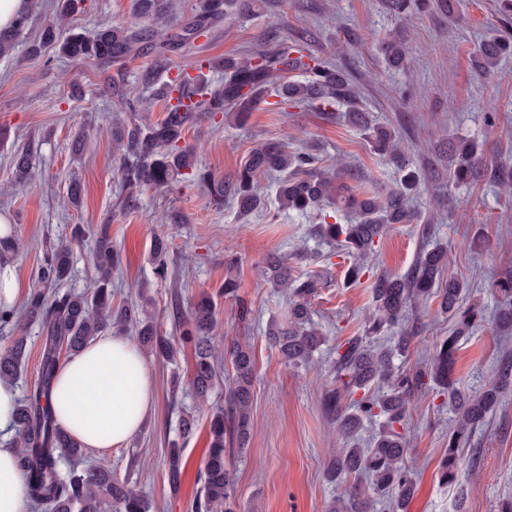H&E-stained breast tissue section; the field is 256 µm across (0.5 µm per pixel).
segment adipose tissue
Wrapping results in <instances>:
<instances>
[{"instance_id": "adipose-tissue-1", "label": "adipose tissue", "mask_w": 512, "mask_h": 512, "mask_svg": "<svg viewBox=\"0 0 512 512\" xmlns=\"http://www.w3.org/2000/svg\"><path fill=\"white\" fill-rule=\"evenodd\" d=\"M155 402L151 367L137 341L98 337L59 366L49 395L61 429L85 448L125 445L142 428ZM0 512H31L17 450L0 443Z\"/></svg>"}]
</instances>
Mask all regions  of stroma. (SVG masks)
<instances>
[{"instance_id":"obj_1","label":"stroma","mask_w":512,"mask_h":512,"mask_svg":"<svg viewBox=\"0 0 512 512\" xmlns=\"http://www.w3.org/2000/svg\"><path fill=\"white\" fill-rule=\"evenodd\" d=\"M31 20L12 54L0 57V214L6 215L20 243L13 260L17 284L31 291L46 246L65 237L73 225H84V240L73 247V271L67 286L91 292L97 273L93 263L95 233L107 227L120 252L112 274L113 304L146 305L161 333L178 335L175 318L188 314L201 295L218 300L217 335L238 340L255 353L250 410L251 431L244 449L231 454L232 479L241 512H326L346 494L347 484L333 483L326 473L333 449L347 439L322 406V394L333 383L329 362L337 346L361 334L372 306L369 277L347 283L351 260L336 254L316 229L317 211L288 213L278 208L277 180L263 177L266 197L261 209L241 218L237 205H209L207 193L194 181L180 182L174 191L137 192L133 203L120 194L121 158L112 145L114 117L148 100L143 75L150 60L137 57L123 66L126 97H113L110 71L60 57L54 48L33 55L43 29L53 23L63 32H93L99 25L134 23L131 0H83L81 10L60 19L55 0H35ZM502 0H454L452 13L437 10L414 17L407 28L411 67L385 68L383 42L392 25L381 0H266L256 13L235 20L211 37L199 38V48L179 57L178 65L209 86L224 82V60L259 43L272 23L285 21L289 31L303 36L312 55L330 59L352 80L359 107L374 122L391 124L399 132L417 168L435 160L449 139L484 142L485 155L496 165L512 167V58L499 72L485 75L473 60L486 38L512 32V14L504 15ZM275 95L265 96L242 123L223 115L201 113L186 130V144L197 146L199 166L231 180L250 152L260 144L295 135V145L317 159L336 158L351 171L352 185L374 189L399 179L394 166L373 150L362 131L344 111L327 117L312 108L278 107ZM499 114L495 130H487L483 115ZM83 137L81 152L72 142ZM30 150L32 177L17 181L15 154ZM439 180H422L410 206L418 216L412 224L388 225L369 258L374 272L405 273L428 245L448 247L445 272L469 281L467 304L483 319L459 346L454 377L472 391L487 384L512 339L500 337L494 324L500 297L490 293L494 280L512 273V198L487 182L459 189L449 184L447 161H436ZM79 180V205L68 200L69 185ZM465 197L463 207L451 201ZM165 236L170 275L153 273L150 246ZM241 258L234 268L224 264L225 250ZM287 257L294 277L313 279L311 319L325 336L314 360L287 365L265 336L268 322L284 313L285 297L271 288L260 268L272 254ZM237 282L238 300L222 298L226 279ZM252 309L249 321L236 315L238 302ZM421 331L406 359L421 365L430 359L437 337L447 335L448 323L437 314L436 302L410 311ZM27 335L25 366L14 383L19 394L37 382L43 349L38 324H0V353L19 333ZM157 386V400L143 428L127 445L101 453L85 450L78 458L62 456L60 472L106 467L113 476L149 505V512H189L196 477L210 448L207 427L213 408L227 404L232 366L218 361L220 377L207 401L191 389L194 352L181 348L175 362L147 354ZM179 386H172V377ZM195 415L196 433L180 440L179 420ZM451 413L446 397L434 392L416 395L406 418L410 439L407 462L415 493L406 512H454L457 498L466 512H498L512 499V391L489 423L478 429L471 446L475 462H463L458 481L443 484L439 466L448 453ZM183 443L184 471L179 489H171L166 458L174 441Z\"/></svg>"}]
</instances>
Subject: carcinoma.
I'll return each instance as SVG.
<instances>
[{
  "label": "carcinoma",
  "instance_id": "1",
  "mask_svg": "<svg viewBox=\"0 0 512 512\" xmlns=\"http://www.w3.org/2000/svg\"><path fill=\"white\" fill-rule=\"evenodd\" d=\"M135 13L143 23L130 26L102 25L92 35L70 32L62 37L55 26L46 27L40 42L31 52L39 53L53 45L58 54L79 61H92L100 67H114L128 59L154 55L153 69L146 72L145 83L155 85L154 71L166 67L168 53L189 49L199 37L219 28L223 21L254 12L256 0H196L189 15L178 16L170 0H132ZM385 8L395 25L388 33L386 55L389 67L405 70L410 58L404 32L410 19L437 8L451 12V0H385ZM22 14L9 31H0V55L9 53L28 24ZM512 54V40L496 37L482 44L476 68L484 73L498 68L501 59ZM305 70L302 81L290 80L285 73ZM224 85L208 90L195 84L185 70L158 85L154 96L170 101L165 117L146 123L133 114L112 124V143L121 156V182L126 199L144 188L171 191L186 176L204 187L211 202L220 206L224 198L236 200L239 214L247 216L264 201L259 176L279 172V208L305 212L317 209L351 210L352 224L318 225V234L353 259L347 271L350 282H357L368 270L367 259L376 239L389 224H407L411 220L410 194L420 184L419 169L414 167L401 138L395 130L375 125L357 108V92L346 75L328 62L310 57L304 42L282 40L278 28H271L254 52L242 58L224 59ZM275 86L280 102L294 107H316L325 115L336 107L348 105L351 123L360 127L372 148L391 161L402 173L396 187L384 194L361 198L354 187L342 182L343 169L336 162L314 166L315 157L296 151L284 140L269 141L254 149L236 177L218 180L196 165V147L180 145L186 127L195 112L236 113L244 118L252 111L260 95ZM15 177H31L32 159L26 152L14 158ZM488 181L499 191L512 193V169L504 170L487 163L483 144L460 140L448 149V182L456 185ZM19 243L13 232L0 235V262L14 256ZM154 274L169 276L168 242L158 236L151 244ZM97 280L91 296L62 289L72 272V248L52 244L46 249L40 267V286L27 297L24 317L40 324L44 347L40 379L19 403L15 431L18 464L25 474L28 495L39 509L47 512H103L111 503L119 512H147L146 502L120 483L107 468L58 471L61 454L78 457L84 448L56 424L48 397L55 381L60 353L71 354L112 327L133 328L140 344L168 361L176 360L178 348L173 339L158 335L157 325L146 311L134 304L112 305V270L120 265L119 253L105 227L96 234L94 254ZM446 250L436 243L424 252L402 275L379 273L371 284L372 309L365 318L362 334L349 337L337 350L330 366L335 384L323 395V407L336 421L344 435H354L367 422L383 419L370 446L359 448L351 443L338 448L330 459L327 476L344 483L363 475L371 478L374 494H393L390 512H405L414 493V482L406 463L409 440L402 431L412 397L422 390L448 396L453 413V427L448 437V455L440 465L443 482L458 480L461 454L476 429L496 411L503 390L512 385V355L503 356L496 365L495 379L479 392L457 386L453 378L459 343L476 327L479 312L463 304L469 284L461 278L443 279ZM266 280L287 292L288 311L283 319H273L267 328L269 344L278 349L285 363L299 366L309 363L325 342L311 322V296L315 282L292 277L287 260L271 256L263 270ZM492 291L507 301L497 311L496 329L512 332V275L493 283ZM439 298L438 314L448 320V335L435 343L431 359L422 367L408 368L394 363L404 357L418 338V324L404 323L405 313ZM217 323L216 304L209 296L193 305L181 342L194 345L196 360L191 384L201 401L208 399L217 379L216 346L223 337L214 336ZM233 368L229 409L217 408L210 417L211 436L208 456L198 473L200 489L193 502V512H236V498L226 463L224 435L245 445L250 428V405L255 369L251 349L238 342L227 345ZM27 352V337L14 338L11 348L0 354V378L16 377L21 372ZM169 484L178 489L184 470L183 449H169L167 460ZM366 493L355 485L350 494L336 499L330 512H366Z\"/></svg>",
  "mask_w": 512,
  "mask_h": 512
}]
</instances>
